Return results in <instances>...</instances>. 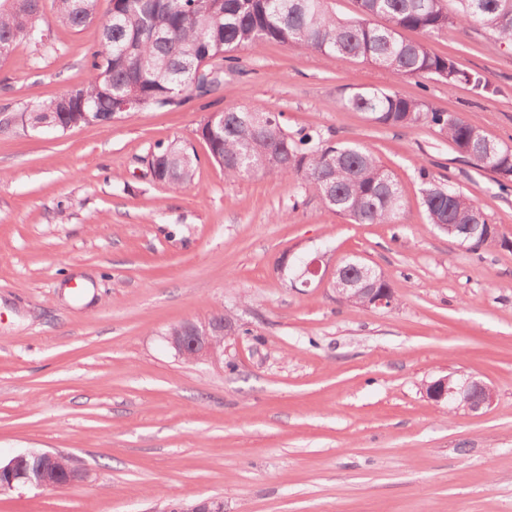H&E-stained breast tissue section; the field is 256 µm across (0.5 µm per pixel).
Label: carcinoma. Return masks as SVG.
Returning <instances> with one entry per match:
<instances>
[{"instance_id":"1","label":"carcinoma","mask_w":512,"mask_h":512,"mask_svg":"<svg viewBox=\"0 0 512 512\" xmlns=\"http://www.w3.org/2000/svg\"><path fill=\"white\" fill-rule=\"evenodd\" d=\"M359 14L342 19L326 0H111L101 22L99 46L88 74L76 88V105L65 111L59 98L29 101L23 111L30 126L108 124L117 117L114 101L135 96L145 108H163L203 98L223 82L225 55L255 52L275 41L301 51L369 60L396 76L439 79L496 94L482 74L463 70L451 57L431 53L426 43L406 41L402 30L423 36L479 24L502 44L512 45V0H357ZM54 22L77 30L97 19L98 0H52ZM381 18L386 24L379 25ZM42 0H0V58L19 42L32 51L46 48L40 21ZM343 106L392 127L426 124L444 134L478 170L497 176L501 192L512 189V147L489 139L475 121L430 108L417 99L378 88L356 91ZM204 143L212 163L233 180L274 169L314 191L328 210L355 224H396L404 212L402 192L392 172L366 148L328 145L317 130L288 131L263 107L228 108L207 118ZM291 163L272 165L276 155ZM161 182L178 189L193 180L199 155L182 140L151 152ZM421 204L428 223L478 250L500 237L496 225L475 202L450 185L423 175Z\"/></svg>"}]
</instances>
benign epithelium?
I'll return each instance as SVG.
<instances>
[{"label":"benign epithelium","instance_id":"1","mask_svg":"<svg viewBox=\"0 0 512 512\" xmlns=\"http://www.w3.org/2000/svg\"><path fill=\"white\" fill-rule=\"evenodd\" d=\"M344 267L340 266L333 272L334 290L337 295L347 301L349 295L357 290L367 299L371 308H390L394 304V291L391 288H369L373 270L362 266L358 268V276H343ZM235 326L224 321V316H210L197 325L187 322L181 332L166 337L168 344L178 356L190 361L218 362L224 355V340L235 335ZM426 397L436 403L442 402L454 405L456 410L476 412L490 405L494 399L493 390L480 378L469 374L459 375L450 373L432 380L424 390ZM46 467L41 470H30L20 462L26 458V453H18L5 461L0 460V492L11 493L16 489L28 486L34 489L53 487L46 477V469L64 458V455L49 451H39Z\"/></svg>","mask_w":512,"mask_h":512}]
</instances>
